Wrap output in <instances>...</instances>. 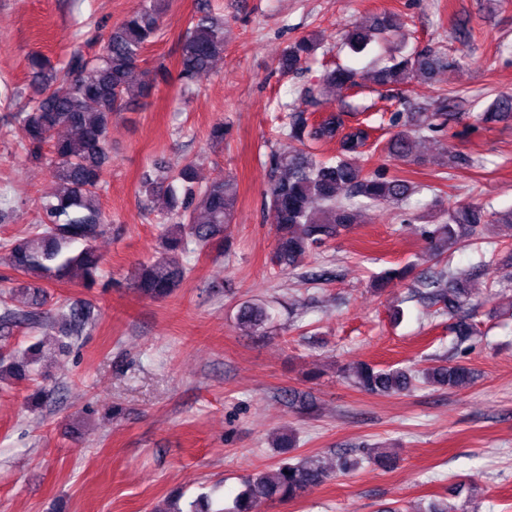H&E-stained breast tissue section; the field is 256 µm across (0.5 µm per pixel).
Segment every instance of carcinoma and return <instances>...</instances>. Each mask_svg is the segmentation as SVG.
Returning a JSON list of instances; mask_svg holds the SVG:
<instances>
[{"instance_id":"1","label":"carcinoma","mask_w":512,"mask_h":512,"mask_svg":"<svg viewBox=\"0 0 512 512\" xmlns=\"http://www.w3.org/2000/svg\"><path fill=\"white\" fill-rule=\"evenodd\" d=\"M161 13L162 0H140L139 6L112 28L98 52L91 56L76 53L63 69L39 53L28 59L33 96L18 120L28 156L47 161L57 191L55 200L44 206L43 223L11 241L6 249L7 266L23 281L0 298V337L12 335L23 325L34 327L41 322V307L50 283L64 280L76 270L91 280L101 264L93 241L106 227L100 190L110 160L109 125L113 113L148 97L157 77L168 74L162 65L151 78L138 83L131 79L147 44L158 37ZM401 27L398 14L385 12L373 19L370 30L356 27L348 31L345 43L351 51L360 53L376 39L392 36ZM318 48L316 36L298 38L283 53L277 69L284 74L297 72ZM223 55L224 21L202 5L180 40L178 80L184 90H193L209 77ZM391 60L392 64L379 67L373 74L381 86H406L417 76L431 78L452 66L448 55L435 48L400 53ZM358 79V73L350 68L328 69L316 84L300 90L297 100L281 107L278 136L297 143V147H271L263 161L268 172L264 205L276 228L273 263L281 269L298 266L313 250L349 229L356 222L358 199L370 205L401 206L414 192L415 186L405 178L379 170L365 172L350 162L348 155L368 147V125L360 122L347 126L342 114L332 111L314 123L300 109L302 102L313 106L326 103L336 91L358 85ZM456 98V91L450 90L439 95L430 107H416L400 99L407 111L390 117L398 131L387 143L388 152L411 161L416 139L426 134L435 136L448 128V107ZM511 117L512 94L505 93L473 115V120L476 127L486 129ZM60 128L70 129L73 136L55 137ZM334 140L341 145V155L333 162L318 159L308 148L310 143ZM472 164L469 158L452 151L436 161L443 169ZM195 170L196 162L190 161L176 173L161 179L145 176L140 182L139 195L150 199L162 192L168 198V207L158 221V256L149 264L138 265L129 276V285L146 297L164 298L179 286L191 271L179 256L191 249L207 250L218 240L224 243V252L230 253L225 231L233 219L236 180L229 175L222 182L201 187ZM441 216L442 222L427 231L430 248L437 257L465 242L483 239L492 224L512 223V210L488 213L472 204L458 205L441 212ZM422 285L432 289L437 312L453 319L452 330L458 342L469 340L476 327L462 313L469 300L467 281L440 271L425 278ZM235 320L239 329L256 333L270 322L271 314L265 303L250 299L239 304ZM91 321L90 308L69 306L60 330L62 339L57 341L58 351H65L66 339ZM28 355L30 363H20L8 349H1L0 377L29 378L30 365L44 358L43 344H31ZM348 377L356 387L372 394H400L417 381L445 388L463 387L471 382L472 371L459 362L415 371L361 363L348 370ZM364 461L386 469L393 464L390 454L367 451L359 457L338 456L336 468L350 472ZM330 477L331 473L316 460L292 463L284 459L274 471L248 475L232 506L224 512H257L263 503L295 499Z\"/></svg>"}]
</instances>
